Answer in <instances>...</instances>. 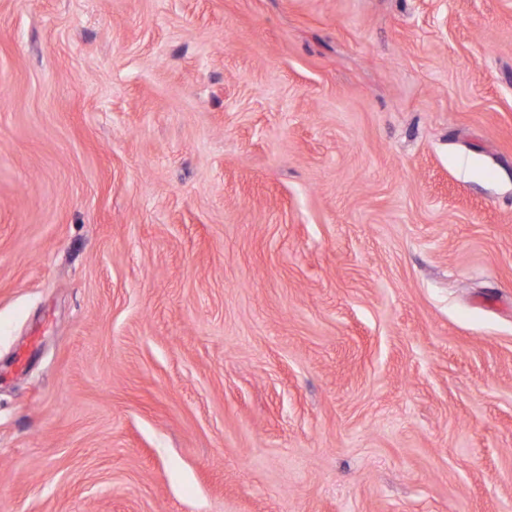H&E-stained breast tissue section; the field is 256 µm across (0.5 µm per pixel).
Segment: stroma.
<instances>
[{
	"label": "stroma",
	"instance_id": "35a3bbf8",
	"mask_svg": "<svg viewBox=\"0 0 512 512\" xmlns=\"http://www.w3.org/2000/svg\"><path fill=\"white\" fill-rule=\"evenodd\" d=\"M0 512H512V0H0Z\"/></svg>",
	"mask_w": 512,
	"mask_h": 512
}]
</instances>
